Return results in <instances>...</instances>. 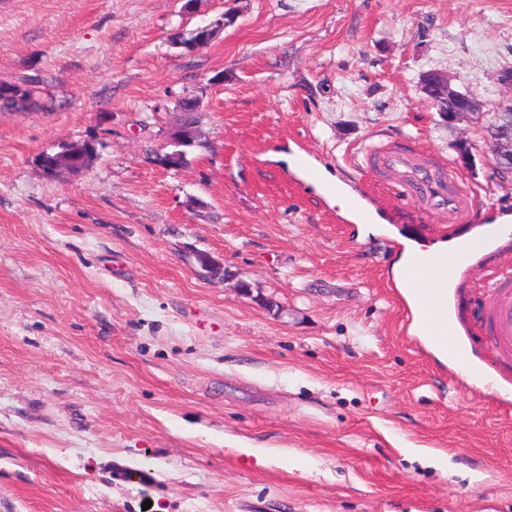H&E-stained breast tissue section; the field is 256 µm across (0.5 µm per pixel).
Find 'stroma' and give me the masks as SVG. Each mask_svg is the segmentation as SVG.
Here are the masks:
<instances>
[{
	"label": "stroma",
	"mask_w": 512,
	"mask_h": 512,
	"mask_svg": "<svg viewBox=\"0 0 512 512\" xmlns=\"http://www.w3.org/2000/svg\"><path fill=\"white\" fill-rule=\"evenodd\" d=\"M430 71L481 121L449 124ZM508 73L512 0H0V82L41 80L35 107L0 108V512H512V397L408 343L391 275L405 242L512 215L486 131ZM186 97L197 141L168 169ZM82 142L88 168L42 172ZM373 143L451 168L472 222L386 192L396 174L357 165ZM300 158L367 190L384 233ZM477 265L455 325L512 377L478 330L512 237ZM234 16L224 12L220 19H217L212 25L197 28L190 32H186L183 29L173 33V43L176 45L183 46L187 49H196L200 46L207 44L213 37L217 29L225 28L232 22ZM424 78L423 88L428 102L436 107L438 104L444 105V109L438 111L447 117L449 124L464 120L471 122L479 118L481 113L478 100L471 93L454 88L447 75L431 71L427 74L425 83Z\"/></svg>",
	"instance_id": "1"
}]
</instances>
